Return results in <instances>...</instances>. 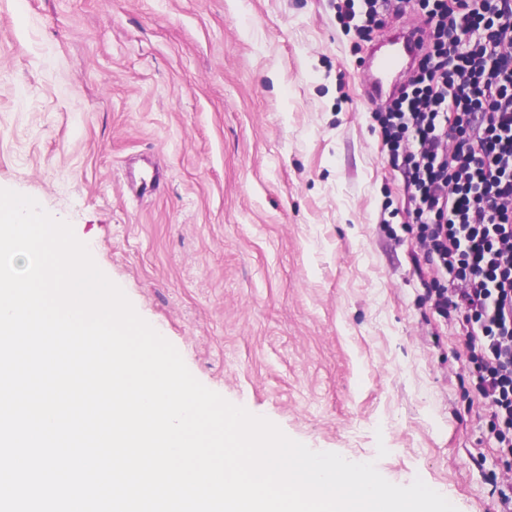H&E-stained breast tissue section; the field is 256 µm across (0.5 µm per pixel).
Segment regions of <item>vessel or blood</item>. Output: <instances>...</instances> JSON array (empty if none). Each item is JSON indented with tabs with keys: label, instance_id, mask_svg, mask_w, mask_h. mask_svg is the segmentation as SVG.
I'll return each instance as SVG.
<instances>
[{
	"label": "vessel or blood",
	"instance_id": "b4317fda",
	"mask_svg": "<svg viewBox=\"0 0 512 512\" xmlns=\"http://www.w3.org/2000/svg\"><path fill=\"white\" fill-rule=\"evenodd\" d=\"M418 40L417 32L395 27L369 52L367 60L372 76L369 96L379 98L399 87L416 59Z\"/></svg>",
	"mask_w": 512,
	"mask_h": 512
}]
</instances>
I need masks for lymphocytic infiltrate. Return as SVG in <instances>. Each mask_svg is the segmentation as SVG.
<instances>
[{
    "label": "lymphocytic infiltrate",
    "instance_id": "1",
    "mask_svg": "<svg viewBox=\"0 0 512 512\" xmlns=\"http://www.w3.org/2000/svg\"><path fill=\"white\" fill-rule=\"evenodd\" d=\"M361 31L426 14L421 59L373 114L401 174L426 303L457 315L512 458V0H364Z\"/></svg>",
    "mask_w": 512,
    "mask_h": 512
}]
</instances>
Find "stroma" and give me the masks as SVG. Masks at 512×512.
Listing matches in <instances>:
<instances>
[{
	"label": "stroma",
	"instance_id": "35a3bbf8",
	"mask_svg": "<svg viewBox=\"0 0 512 512\" xmlns=\"http://www.w3.org/2000/svg\"><path fill=\"white\" fill-rule=\"evenodd\" d=\"M333 0H0V188L71 224L192 375L315 451L496 512Z\"/></svg>",
	"mask_w": 512,
	"mask_h": 512
}]
</instances>
